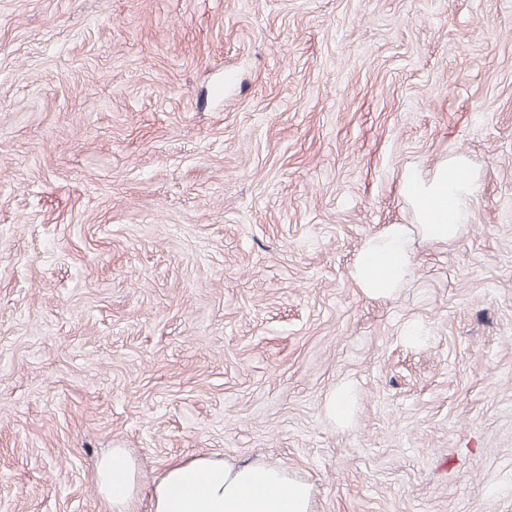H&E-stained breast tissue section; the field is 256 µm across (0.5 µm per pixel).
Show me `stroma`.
Here are the masks:
<instances>
[{
  "instance_id": "1",
  "label": "stroma",
  "mask_w": 512,
  "mask_h": 512,
  "mask_svg": "<svg viewBox=\"0 0 512 512\" xmlns=\"http://www.w3.org/2000/svg\"><path fill=\"white\" fill-rule=\"evenodd\" d=\"M459 157L456 239L364 295ZM115 448L512 512V0H0V512H110ZM414 231L412 225L390 224L363 242L351 276L366 296H388L405 284L412 271Z\"/></svg>"
}]
</instances>
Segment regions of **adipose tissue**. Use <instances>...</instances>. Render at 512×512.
Listing matches in <instances>:
<instances>
[{
    "label": "adipose tissue",
    "instance_id": "obj_1",
    "mask_svg": "<svg viewBox=\"0 0 512 512\" xmlns=\"http://www.w3.org/2000/svg\"><path fill=\"white\" fill-rule=\"evenodd\" d=\"M477 185L463 160L441 162L429 175L409 169L402 193L414 211L415 225L391 224L367 238L351 276L361 291L378 298L401 288L412 271L413 233L448 243L456 238ZM94 484L110 512H129L146 491L151 512H312V489L285 470L262 464L232 465L199 455L160 472L149 489L124 449L115 448L95 463Z\"/></svg>",
    "mask_w": 512,
    "mask_h": 512
}]
</instances>
